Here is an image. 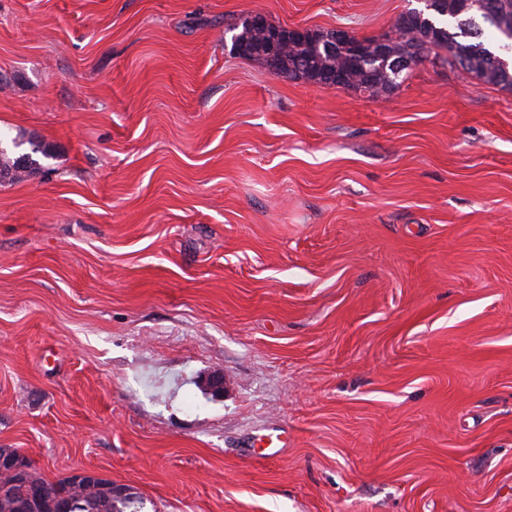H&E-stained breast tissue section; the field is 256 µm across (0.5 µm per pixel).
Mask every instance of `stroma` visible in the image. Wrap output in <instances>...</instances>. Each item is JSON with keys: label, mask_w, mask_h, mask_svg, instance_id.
<instances>
[{"label": "stroma", "mask_w": 512, "mask_h": 512, "mask_svg": "<svg viewBox=\"0 0 512 512\" xmlns=\"http://www.w3.org/2000/svg\"><path fill=\"white\" fill-rule=\"evenodd\" d=\"M416 5L0 0V142L43 152L0 183V448L148 512H512V90L224 32ZM272 29H279L282 34V41L274 62L275 72L273 73L277 75H288L292 79L352 88L363 94L368 93L370 98L380 99L399 88L411 67L405 68V73L396 79L387 65L363 66L360 63V56L353 47L354 38L343 29L341 31L350 38L336 41L330 49L325 46L327 44L324 39L332 31H314V41L321 42L320 49L316 51L313 42H303L288 35L290 30L297 37L304 38L310 29L303 26L287 28L268 21L260 26L254 25L253 19L248 17L240 25L234 24L226 28L233 33L231 40L237 55L258 60L269 71L272 64L267 54L266 43L267 32Z\"/></svg>", "instance_id": "1"}]
</instances>
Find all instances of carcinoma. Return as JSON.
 <instances>
[{
	"instance_id": "1",
	"label": "carcinoma",
	"mask_w": 512,
	"mask_h": 512,
	"mask_svg": "<svg viewBox=\"0 0 512 512\" xmlns=\"http://www.w3.org/2000/svg\"><path fill=\"white\" fill-rule=\"evenodd\" d=\"M497 15L498 33L512 30V0H439L434 10L423 8L408 10L395 25L394 34L385 37L390 56L414 63L434 57L465 72L479 73L481 81L512 89V70L496 64L499 55L485 46L484 29L475 16L486 18V13ZM276 25L265 22L256 25L248 17L239 24L227 27L232 33V44L237 55L260 61L266 68H275V74L292 79L337 85L368 93V97L380 99L399 88L406 75L394 77L387 65H362L354 49V38L340 40L326 47L325 38L331 31H314V42H303L288 35V28L279 27L282 41L275 62L267 54V32ZM35 167L27 153L9 156L8 149L0 146V183L14 182L30 175ZM68 479L49 483L36 472L28 479L15 482L0 478V512H13V506L27 503L30 512H61L62 500L55 488H66ZM80 512H143L145 499L137 495L128 499H111L96 491L84 494Z\"/></svg>"
}]
</instances>
